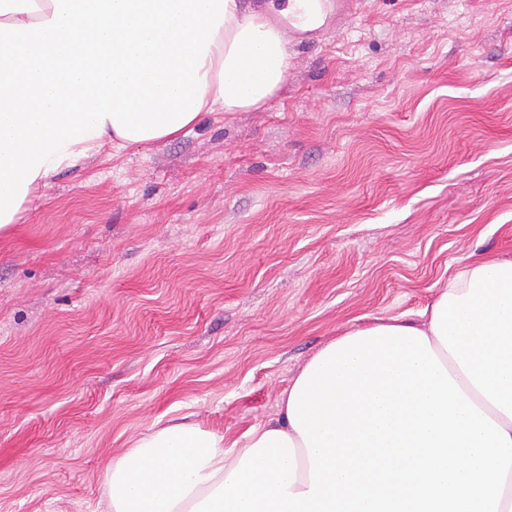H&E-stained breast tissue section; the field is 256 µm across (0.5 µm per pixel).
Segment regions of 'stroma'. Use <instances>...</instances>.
I'll use <instances>...</instances> for the list:
<instances>
[{
    "label": "stroma",
    "instance_id": "stroma-1",
    "mask_svg": "<svg viewBox=\"0 0 512 512\" xmlns=\"http://www.w3.org/2000/svg\"><path fill=\"white\" fill-rule=\"evenodd\" d=\"M476 258L512 259V0H366L263 108L60 168L0 236V512H107L157 424L232 443Z\"/></svg>",
    "mask_w": 512,
    "mask_h": 512
}]
</instances>
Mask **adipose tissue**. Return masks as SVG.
<instances>
[{
    "label": "adipose tissue",
    "mask_w": 512,
    "mask_h": 512,
    "mask_svg": "<svg viewBox=\"0 0 512 512\" xmlns=\"http://www.w3.org/2000/svg\"><path fill=\"white\" fill-rule=\"evenodd\" d=\"M288 39L242 0H0V233L56 169L105 144L179 137L202 115L262 108L288 71ZM414 327L462 391L512 435V260H473ZM278 430L294 444L291 492L307 491V448L280 402L275 419L225 444L180 418L106 468L109 512H190L247 449Z\"/></svg>",
    "instance_id": "ef3b65f1"
}]
</instances>
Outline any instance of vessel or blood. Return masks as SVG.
<instances>
[{
    "mask_svg": "<svg viewBox=\"0 0 512 512\" xmlns=\"http://www.w3.org/2000/svg\"><path fill=\"white\" fill-rule=\"evenodd\" d=\"M280 24L290 38L306 42L326 34L359 9L358 0H296Z\"/></svg>",
    "mask_w": 512,
    "mask_h": 512,
    "instance_id": "1",
    "label": "vessel or blood"
}]
</instances>
